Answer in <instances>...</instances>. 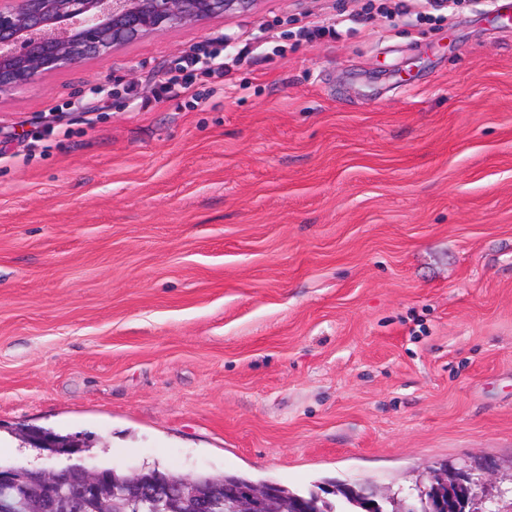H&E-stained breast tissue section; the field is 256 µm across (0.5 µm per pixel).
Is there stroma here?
<instances>
[{
    "label": "stroma",
    "instance_id": "stroma-1",
    "mask_svg": "<svg viewBox=\"0 0 512 512\" xmlns=\"http://www.w3.org/2000/svg\"><path fill=\"white\" fill-rule=\"evenodd\" d=\"M500 3L257 0L0 92V460L48 465L49 431L126 473L406 495L481 459L512 485ZM315 15L342 39H297ZM224 34L284 51L192 108L124 95Z\"/></svg>",
    "mask_w": 512,
    "mask_h": 512
}]
</instances>
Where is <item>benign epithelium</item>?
<instances>
[{"mask_svg": "<svg viewBox=\"0 0 512 512\" xmlns=\"http://www.w3.org/2000/svg\"><path fill=\"white\" fill-rule=\"evenodd\" d=\"M254 0H0V92L34 83L41 75L87 57L105 54L148 34H162L186 22L217 15L244 13ZM493 466L480 461L468 468L431 470L416 483L426 512H501L512 487L504 488L487 474ZM86 494L96 512H139L132 507L144 484L142 471L127 476L122 492L104 485L94 467L83 468ZM18 476L38 489L37 509L44 512L53 490L67 478L64 468L36 472L25 467ZM178 497L187 512H203L211 494L195 479L182 476ZM364 496L380 510L397 508L398 496L368 488ZM285 502L280 485L251 484L235 494L228 512H297Z\"/></svg>", "mask_w": 512, "mask_h": 512, "instance_id": "1", "label": "benign epithelium"}]
</instances>
